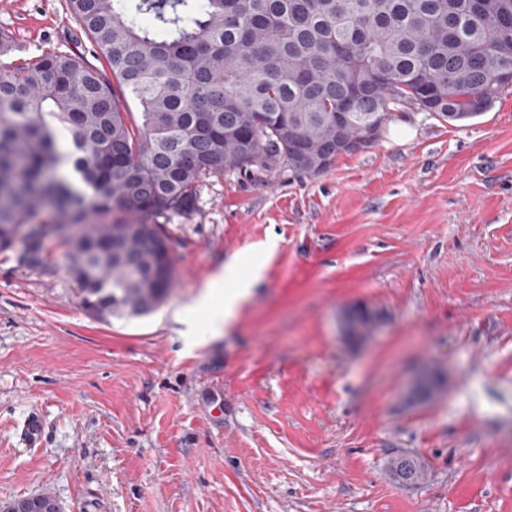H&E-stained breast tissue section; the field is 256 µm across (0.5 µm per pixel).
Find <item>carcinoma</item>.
<instances>
[{
    "mask_svg": "<svg viewBox=\"0 0 512 512\" xmlns=\"http://www.w3.org/2000/svg\"><path fill=\"white\" fill-rule=\"evenodd\" d=\"M104 68L47 52L0 68V250L40 260L67 226L81 308L146 315L171 293L157 218L190 212L206 177L336 157V131L378 115L475 119L512 81V0H66ZM141 105L131 123L113 83ZM52 221L41 222L45 212ZM120 243L121 254L113 253ZM352 340L374 314L354 308ZM389 478L419 486L420 456Z\"/></svg>",
    "mask_w": 512,
    "mask_h": 512,
    "instance_id": "obj_1",
    "label": "carcinoma"
}]
</instances>
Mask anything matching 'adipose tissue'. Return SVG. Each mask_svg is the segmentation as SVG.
<instances>
[{
  "mask_svg": "<svg viewBox=\"0 0 512 512\" xmlns=\"http://www.w3.org/2000/svg\"><path fill=\"white\" fill-rule=\"evenodd\" d=\"M254 282V277L243 275L240 258L231 257L204 283L190 309L205 313L209 331L220 333L236 308L251 297Z\"/></svg>",
  "mask_w": 512,
  "mask_h": 512,
  "instance_id": "ef3b65f1",
  "label": "adipose tissue"
}]
</instances>
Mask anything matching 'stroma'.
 <instances>
[{"label":"stroma","instance_id":"stroma-1","mask_svg":"<svg viewBox=\"0 0 512 512\" xmlns=\"http://www.w3.org/2000/svg\"><path fill=\"white\" fill-rule=\"evenodd\" d=\"M11 58H97L65 0H0ZM175 288L147 316L78 304L67 245L0 251V505L63 512H512V91L449 125L393 113L371 147L308 176L204 179L162 217ZM257 274L221 337L177 322L232 256ZM376 316L361 343L342 315ZM444 379L408 398L424 367ZM40 413V447L17 425ZM431 467L393 483L388 454Z\"/></svg>","mask_w":512,"mask_h":512}]
</instances>
